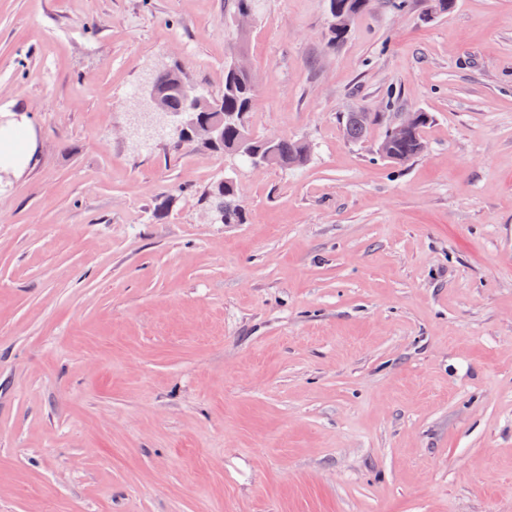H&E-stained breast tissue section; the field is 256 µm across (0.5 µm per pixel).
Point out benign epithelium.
Returning a JSON list of instances; mask_svg holds the SVG:
<instances>
[{
	"instance_id": "obj_1",
	"label": "benign epithelium",
	"mask_w": 512,
	"mask_h": 512,
	"mask_svg": "<svg viewBox=\"0 0 512 512\" xmlns=\"http://www.w3.org/2000/svg\"><path fill=\"white\" fill-rule=\"evenodd\" d=\"M180 91L189 105L188 111L170 112L157 86L152 80H147L144 107H137L132 112L135 129L147 133L167 129L172 139L181 144L195 140H201L210 146L220 144L224 139V118L218 114L211 113L206 116L197 112L202 103L200 91L184 78L181 79ZM414 120L412 112L397 113L395 121L386 128L387 140L395 141L404 137Z\"/></svg>"
}]
</instances>
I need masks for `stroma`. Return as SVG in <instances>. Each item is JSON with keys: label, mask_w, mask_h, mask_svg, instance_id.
<instances>
[{"label": "stroma", "mask_w": 512, "mask_h": 512, "mask_svg": "<svg viewBox=\"0 0 512 512\" xmlns=\"http://www.w3.org/2000/svg\"><path fill=\"white\" fill-rule=\"evenodd\" d=\"M0 0V512H512V0ZM305 166L127 136L148 73ZM395 106H388V93ZM425 149L377 153L395 113ZM348 112L376 114L357 142ZM232 177L243 224L203 194ZM337 4V13L336 9L334 11V15L331 14L337 24L339 26L336 31V23L335 27L332 30V42H338L345 36V27L348 24L349 20L355 15L362 12L370 2V0H329ZM396 114L395 121L386 128V137L387 141H397L380 151V156L392 164L402 166L422 153L424 149L422 129L429 124L431 118L427 112H417L416 126L408 133L415 120L414 113L398 112ZM15 132L22 133V137H21L19 143L17 144V147L19 148L17 153L19 154L20 157L18 159L6 160L4 157H2V152H0V164H3V166L5 168L17 169L19 167H22L29 162V160L31 159V156H32L29 130H28V127L22 117H20V119H14V121L10 122V130L6 131L5 134L10 135ZM4 135H2V137ZM2 137H1V131H0V142L2 140ZM304 144L297 139L280 138L277 142L276 152L279 159L278 166L291 168L301 166L308 161L310 153L304 160L300 159Z\"/></svg>", "instance_id": "stroma-1"}]
</instances>
